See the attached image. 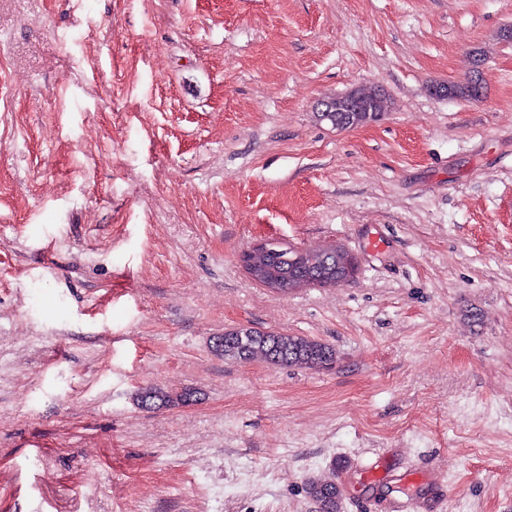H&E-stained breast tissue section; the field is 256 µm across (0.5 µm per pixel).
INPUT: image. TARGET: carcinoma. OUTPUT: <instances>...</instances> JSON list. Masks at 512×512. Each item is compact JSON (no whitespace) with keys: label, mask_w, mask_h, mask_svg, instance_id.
<instances>
[{"label":"carcinoma","mask_w":512,"mask_h":512,"mask_svg":"<svg viewBox=\"0 0 512 512\" xmlns=\"http://www.w3.org/2000/svg\"><path fill=\"white\" fill-rule=\"evenodd\" d=\"M458 96L469 97V90L483 94V79L473 71L457 84ZM374 108L372 112H319L318 120L344 127L352 122L361 124L375 121L387 110V102L377 89L368 90ZM292 261L283 255L256 250L248 261L251 270L261 283L272 282V287L288 293L308 286L333 287L353 279L345 272L348 254L342 246H318L312 249L293 250ZM212 349L226 361L250 362L262 360L279 366H305L311 369L327 368L336 361V352L328 345L307 336L285 335L254 328H233L214 338ZM197 400L196 391L166 390L157 386L142 389L137 403L145 409L176 407ZM308 494L316 505V512H341V491L333 481H312Z\"/></svg>","instance_id":"carcinoma-1"}]
</instances>
